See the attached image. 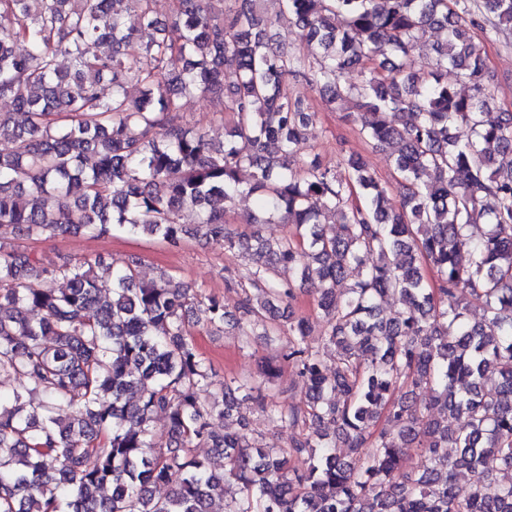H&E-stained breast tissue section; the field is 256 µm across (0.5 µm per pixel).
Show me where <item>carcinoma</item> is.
I'll return each instance as SVG.
<instances>
[{
  "instance_id": "obj_1",
  "label": "carcinoma",
  "mask_w": 512,
  "mask_h": 512,
  "mask_svg": "<svg viewBox=\"0 0 512 512\" xmlns=\"http://www.w3.org/2000/svg\"><path fill=\"white\" fill-rule=\"evenodd\" d=\"M125 1L152 32L132 60ZM156 2L0 0L16 19L0 31V100L23 116L0 113V137L15 144L0 152V227L172 246L190 234L243 250L248 282L226 280L241 289L238 316L165 272L137 280L133 261L105 268L106 297L99 260L45 261L0 239V375L21 380L0 392V512H220L213 491L226 477L238 495L225 512H512V483L499 479L512 474V165L498 164L512 154V112L488 111L497 76L486 49L512 34V0H282L269 24L261 0H174L175 36ZM282 25L303 32L308 54L285 48L271 32ZM432 30L444 39L430 69L415 72L411 51ZM356 67L368 79L342 84ZM450 67L468 94L443 80ZM290 80L321 84L328 102L362 110L364 141L397 147V205L357 154L332 168L307 150L314 113ZM195 94L234 114L224 144L178 120ZM244 193L289 233L272 242L229 232L223 203ZM187 209L198 212L192 226L181 223ZM280 266L317 295L319 347L306 319L274 315L297 298L275 278ZM390 295L405 305L395 321L378 313ZM192 311L197 325L246 337L288 331L284 359L303 404L282 407L247 380L211 390ZM323 348L335 353L330 378ZM243 401L297 430L288 448L245 429L215 432ZM201 444L220 450L224 474L193 454ZM157 484L170 494L154 499Z\"/></svg>"
}]
</instances>
